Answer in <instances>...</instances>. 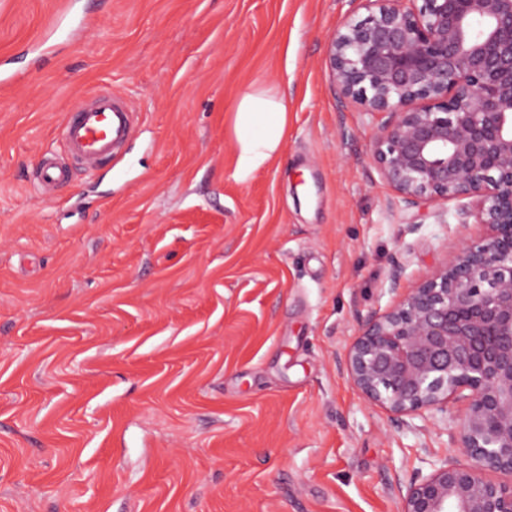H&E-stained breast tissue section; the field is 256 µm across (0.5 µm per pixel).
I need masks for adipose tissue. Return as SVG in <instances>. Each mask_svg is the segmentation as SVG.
I'll use <instances>...</instances> for the list:
<instances>
[{
    "mask_svg": "<svg viewBox=\"0 0 512 512\" xmlns=\"http://www.w3.org/2000/svg\"><path fill=\"white\" fill-rule=\"evenodd\" d=\"M287 124L283 95L272 87H251L239 96L232 110L235 143L234 178L250 181L266 169L282 144Z\"/></svg>",
    "mask_w": 512,
    "mask_h": 512,
    "instance_id": "1",
    "label": "adipose tissue"
}]
</instances>
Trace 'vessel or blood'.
<instances>
[{"instance_id":"obj_1","label":"vessel or blood","mask_w":512,"mask_h":512,"mask_svg":"<svg viewBox=\"0 0 512 512\" xmlns=\"http://www.w3.org/2000/svg\"><path fill=\"white\" fill-rule=\"evenodd\" d=\"M135 114L122 96L104 97L95 105L75 104L59 126L63 145L93 166L115 155L134 130Z\"/></svg>"}]
</instances>
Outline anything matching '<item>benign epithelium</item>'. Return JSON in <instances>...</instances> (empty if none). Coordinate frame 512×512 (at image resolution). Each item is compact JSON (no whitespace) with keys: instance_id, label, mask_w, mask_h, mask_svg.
<instances>
[{"instance_id":"7a95c632","label":"benign epithelium","mask_w":512,"mask_h":512,"mask_svg":"<svg viewBox=\"0 0 512 512\" xmlns=\"http://www.w3.org/2000/svg\"><path fill=\"white\" fill-rule=\"evenodd\" d=\"M327 46L339 100L379 117L371 157L397 201L468 199L484 228L342 364L401 425L465 403L457 447L400 488L401 512H512V0H363Z\"/></svg>"}]
</instances>
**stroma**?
<instances>
[{
  "label": "stroma",
  "mask_w": 512,
  "mask_h": 512,
  "mask_svg": "<svg viewBox=\"0 0 512 512\" xmlns=\"http://www.w3.org/2000/svg\"><path fill=\"white\" fill-rule=\"evenodd\" d=\"M0 0V512H399L460 458L437 416L396 426L339 366L361 319L458 247L468 200L397 203L374 118L327 43L359 0ZM288 106L279 154L235 180L231 109ZM108 90L122 157L33 185L58 125Z\"/></svg>",
  "instance_id": "obj_1"
}]
</instances>
